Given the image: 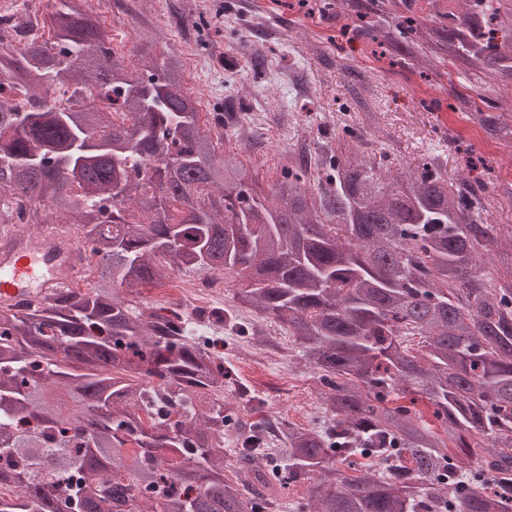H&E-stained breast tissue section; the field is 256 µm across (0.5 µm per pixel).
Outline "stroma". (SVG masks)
I'll return each instance as SVG.
<instances>
[{
	"label": "stroma",
	"mask_w": 512,
	"mask_h": 512,
	"mask_svg": "<svg viewBox=\"0 0 512 512\" xmlns=\"http://www.w3.org/2000/svg\"><path fill=\"white\" fill-rule=\"evenodd\" d=\"M322 0H101L98 10L114 51L136 60L138 34L154 30L159 49L188 63V86L207 111L246 106L245 118L262 145L244 147L272 178L288 147L335 138L336 116L348 123L365 151L384 149L400 160L443 153L449 180L467 178L470 164L488 169L484 200L494 224H512V139H491L469 110L452 104L447 67L409 71L371 45L347 42ZM285 335L271 337L268 358L250 365L246 343L225 335L219 354L241 382L265 399L263 414L298 425L307 418L299 391L319 395L313 372L282 360Z\"/></svg>",
	"instance_id": "1"
}]
</instances>
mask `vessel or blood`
I'll return each mask as SVG.
<instances>
[{
  "mask_svg": "<svg viewBox=\"0 0 512 512\" xmlns=\"http://www.w3.org/2000/svg\"><path fill=\"white\" fill-rule=\"evenodd\" d=\"M73 253L60 226L38 235L10 228L0 232V304L12 305L48 294L62 285Z\"/></svg>",
  "mask_w": 512,
  "mask_h": 512,
  "instance_id": "obj_1",
  "label": "vessel or blood"
}]
</instances>
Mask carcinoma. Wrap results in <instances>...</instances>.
Here are the masks:
<instances>
[{"label":"carcinoma","mask_w":512,"mask_h":512,"mask_svg":"<svg viewBox=\"0 0 512 512\" xmlns=\"http://www.w3.org/2000/svg\"><path fill=\"white\" fill-rule=\"evenodd\" d=\"M325 8L408 68L449 63L454 98L512 137L478 93L512 89V0ZM154 44L145 30L136 64L115 60L82 0L0 17V225L46 203L100 261L86 290L0 305V512H512V225L488 223L483 185L448 181L438 154L393 172L340 137L289 154L266 193ZM172 268L234 276L237 305L285 327L322 425L243 418L252 396L226 401L210 337L119 296ZM393 456L387 475L356 461ZM302 481L306 504L283 503Z\"/></svg>","instance_id":"obj_1"}]
</instances>
